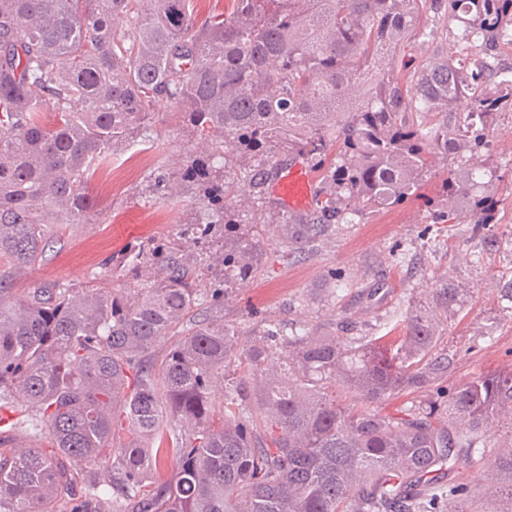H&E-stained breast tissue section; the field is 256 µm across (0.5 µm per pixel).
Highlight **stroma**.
<instances>
[{
  "label": "stroma",
  "mask_w": 512,
  "mask_h": 512,
  "mask_svg": "<svg viewBox=\"0 0 512 512\" xmlns=\"http://www.w3.org/2000/svg\"><path fill=\"white\" fill-rule=\"evenodd\" d=\"M433 27L432 36L416 41L414 62L439 49L454 52L461 23L445 17ZM491 139L487 170L475 179L494 202L500 225L512 227V112L497 116ZM191 147L172 105L160 103L148 138L131 143L91 177L95 207L89 223L67 225L41 265L17 274L16 287L60 282L121 288L122 278L112 273L113 256L143 238H177L200 211L193 186L174 198L154 188L156 176L172 171ZM436 190V182H429L423 198L355 218L299 253H289L279 233L263 234L254 277L231 289L225 301L203 303L198 315L220 317L247 331L265 320L286 329L302 321L327 326L349 309L376 324L396 315L409 299L429 296L436 278L446 277L467 291L444 336L445 345L458 353L449 383L511 370L512 319L502 311L500 288L504 273H512V254L484 249L469 225L432 223L423 199Z\"/></svg>",
  "instance_id": "1"
}]
</instances>
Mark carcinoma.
<instances>
[{
    "mask_svg": "<svg viewBox=\"0 0 512 512\" xmlns=\"http://www.w3.org/2000/svg\"><path fill=\"white\" fill-rule=\"evenodd\" d=\"M444 8L467 17L458 55L409 84L408 48ZM510 30L512 0H233L202 23L194 0H0V512H512V370L443 385L445 322L464 303L448 280L382 336L352 335L347 311L332 332L186 327L258 267L241 213L277 154L320 172L312 212L277 219L290 253L418 197L457 157L471 168L426 199L433 223L499 244L474 172L502 111L494 78L512 73L496 61ZM163 101L195 146L157 185H195L198 222L112 258L121 290L12 287L63 225L88 221L90 172ZM209 237L224 287L207 296ZM404 393L419 399L378 411ZM474 454L496 502L456 471Z\"/></svg>",
    "mask_w": 512,
    "mask_h": 512,
    "instance_id": "1",
    "label": "carcinoma"
}]
</instances>
